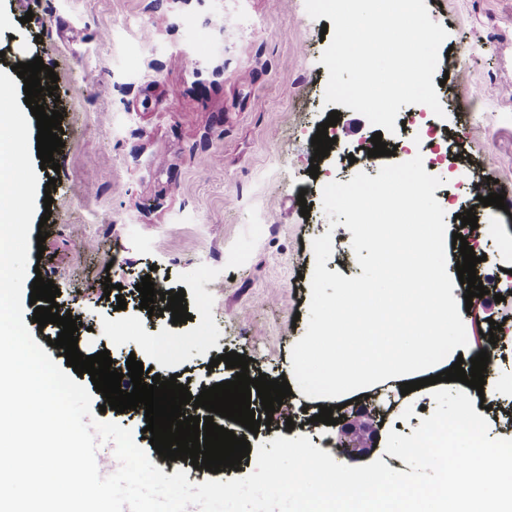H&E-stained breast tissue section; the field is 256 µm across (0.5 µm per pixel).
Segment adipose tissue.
<instances>
[{
	"instance_id": "obj_1",
	"label": "adipose tissue",
	"mask_w": 512,
	"mask_h": 512,
	"mask_svg": "<svg viewBox=\"0 0 512 512\" xmlns=\"http://www.w3.org/2000/svg\"><path fill=\"white\" fill-rule=\"evenodd\" d=\"M423 230L420 224L403 225L379 282L344 289L333 331L315 338L321 346L316 358L334 367L333 381L343 394L436 373L434 346L447 343L462 322L448 306V262L427 247ZM382 290L390 304L378 312L372 302Z\"/></svg>"
}]
</instances>
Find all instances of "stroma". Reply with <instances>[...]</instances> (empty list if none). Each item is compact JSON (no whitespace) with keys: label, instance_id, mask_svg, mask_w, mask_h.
I'll use <instances>...</instances> for the list:
<instances>
[{"label":"stroma","instance_id":"35a3bbf8","mask_svg":"<svg viewBox=\"0 0 512 512\" xmlns=\"http://www.w3.org/2000/svg\"><path fill=\"white\" fill-rule=\"evenodd\" d=\"M424 2L448 33L434 78L452 169L497 180L507 207L463 199L444 171L434 197L447 208L448 232L469 209L494 223L476 274L498 275L512 265L503 248L512 240V0ZM322 26L305 0H0V71L39 56L59 77L55 97L40 103L63 113L61 182L39 269L27 277L57 285L59 315L83 324L84 353L106 349L116 363L133 356L206 383L234 378L235 369L210 364L231 351L250 358L251 376L291 374V350L307 328L312 240L331 234L328 271L362 273L351 232L330 227L322 206L324 183L356 169L338 168L331 155L311 160L330 113ZM477 85L493 91L474 98ZM339 112L329 137L346 150L369 146L375 126L348 107ZM152 271L185 291L191 321L141 309L135 286ZM106 278L122 284L125 309L105 299ZM457 280L449 269L448 302L466 320L458 333L467 351L487 348L491 323L512 317V295L469 307ZM494 371L506 383L485 414L489 435L512 439V341ZM382 391L393 400L383 431L411 435L435 409L430 392ZM337 403L294 391L288 412L258 411L271 423L245 438L255 448L302 435L337 455L338 426L314 419Z\"/></svg>","mask_w":512,"mask_h":512}]
</instances>
